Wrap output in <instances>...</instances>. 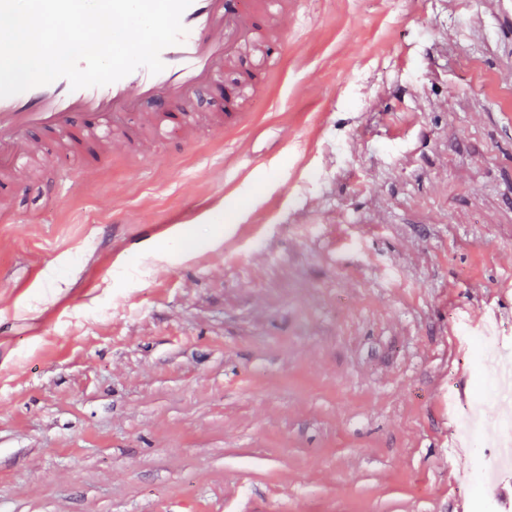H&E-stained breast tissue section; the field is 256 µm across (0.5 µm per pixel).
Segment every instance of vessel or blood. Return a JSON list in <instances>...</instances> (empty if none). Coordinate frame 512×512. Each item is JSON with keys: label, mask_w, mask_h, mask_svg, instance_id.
<instances>
[{"label": "vessel or blood", "mask_w": 512, "mask_h": 512, "mask_svg": "<svg viewBox=\"0 0 512 512\" xmlns=\"http://www.w3.org/2000/svg\"><path fill=\"white\" fill-rule=\"evenodd\" d=\"M292 13L291 0H192L181 17L185 34L162 51L165 68L160 73L142 67L112 84L76 90L60 78L0 98V168H20L34 150L28 134L37 126L64 131L85 122L88 173L107 164L109 141H131V134L114 123L119 113H139L146 127L170 134L183 125L193 98L217 84V60L254 50L267 65L284 55L288 36H271L269 23L287 20Z\"/></svg>", "instance_id": "b4317fda"}]
</instances>
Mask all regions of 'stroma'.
<instances>
[{
  "label": "stroma",
  "instance_id": "stroma-1",
  "mask_svg": "<svg viewBox=\"0 0 512 512\" xmlns=\"http://www.w3.org/2000/svg\"><path fill=\"white\" fill-rule=\"evenodd\" d=\"M95 177L40 150L0 220V512H456L512 339V0H296ZM463 447L460 459L448 449ZM471 345L481 350L485 369L491 372L497 379H501L504 369L510 371L511 363L503 364L501 362V346L498 337L493 332L473 337Z\"/></svg>",
  "mask_w": 512,
  "mask_h": 512
}]
</instances>
